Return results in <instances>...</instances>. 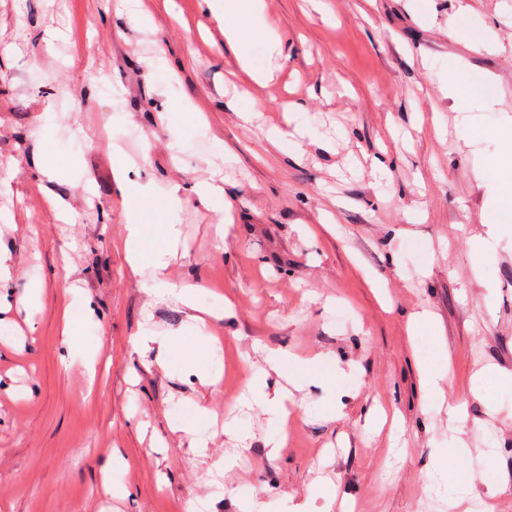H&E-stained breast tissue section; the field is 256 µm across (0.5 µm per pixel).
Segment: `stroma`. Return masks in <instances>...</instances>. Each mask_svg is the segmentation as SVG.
Returning <instances> with one entry per match:
<instances>
[{
  "label": "stroma",
  "instance_id": "1",
  "mask_svg": "<svg viewBox=\"0 0 512 512\" xmlns=\"http://www.w3.org/2000/svg\"><path fill=\"white\" fill-rule=\"evenodd\" d=\"M261 7L257 83L203 0H138L145 25L121 0H0V512H244L256 492L263 512H512V223L492 224L486 174L512 129V0ZM452 65L495 100L441 91ZM80 84L96 95L67 113ZM252 101L276 123L305 109L278 141L241 121ZM122 158L144 215L187 188L163 273L124 251ZM212 172L232 215L188 191ZM186 280L191 302L155 293ZM70 310L95 372L65 356ZM211 337L223 357L179 350ZM271 350L319 357L321 381ZM445 365L433 395L420 370Z\"/></svg>",
  "mask_w": 512,
  "mask_h": 512
}]
</instances>
